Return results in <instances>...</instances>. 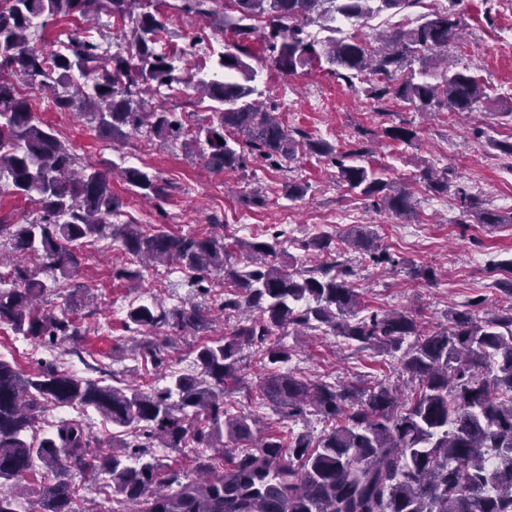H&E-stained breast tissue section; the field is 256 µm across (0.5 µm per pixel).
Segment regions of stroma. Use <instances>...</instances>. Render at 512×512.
I'll use <instances>...</instances> for the list:
<instances>
[{
  "label": "stroma",
  "mask_w": 512,
  "mask_h": 512,
  "mask_svg": "<svg viewBox=\"0 0 512 512\" xmlns=\"http://www.w3.org/2000/svg\"><path fill=\"white\" fill-rule=\"evenodd\" d=\"M158 9L167 19L162 38L172 50H180L190 37L208 27L203 18L175 9L174 0H160ZM456 10L462 29L448 55L491 88L490 101L470 112H418L392 96L369 98L364 91L349 89L324 63L288 76L275 67L261 34H254L248 42L260 99L277 105L278 117L294 138L321 139L340 151L369 150L371 165L379 174L411 187L416 205L407 218L368 208L338 181L335 168L315 155L297 154L279 169L253 160L241 170L214 171L180 145L157 137L132 134L115 142L99 136L86 115L56 110L51 89L30 88L26 94L44 120L62 139L73 142L87 163L107 170L115 164L125 165L131 156L135 167L168 183V201L159 211L153 203L137 198L125 183L113 181L112 191L122 203L118 223L162 226L177 234L191 229L202 232L220 224L237 261L244 259L243 244L254 235L284 230L291 243L283 247L282 257L297 270L316 266V255L304 250L303 244L317 234L341 237L363 232L373 236L391 260L376 265L350 253L352 281L362 295V314L408 309L438 329L447 326L451 311L463 309L476 297L484 300L478 316L497 311L501 293L496 283L506 276L501 265L512 260V157L494 147L495 142L512 138V49L500 47L503 38L512 37V0H462ZM112 24V17L105 13L90 24L78 17L62 18L47 25L41 38L50 42L63 32L108 38ZM284 83L292 93L289 106L282 108L277 93ZM315 92L321 94L322 106H314L311 95ZM403 122L417 131L411 145L376 140L381 128ZM430 167L447 169L450 192L427 190L422 173ZM291 182L308 185L302 199L285 196L284 186ZM459 187L477 195L485 208L508 216V223L480 224L473 219L459 223L460 202L455 194ZM255 190L264 195L265 205L245 206L244 197ZM245 222L250 223V230H242ZM407 224L419 226L417 237L401 234ZM124 261V254L108 239L86 250L78 280L93 299L90 308L81 312L88 333L82 356L67 357V366L86 377L89 364L99 362L111 366L126 381L161 388L165 385L161 373L149 372L137 360L133 350L137 336L124 325L127 304L138 295L126 281L113 277L114 268ZM414 265L432 268L434 280H408L406 273ZM285 342L296 349L287 368L301 375L327 381H400V353L359 351L342 337L319 332L301 344L292 335ZM245 373L246 387L231 398L233 408L259 412L264 423L282 432L306 428L317 435L323 432L325 425L319 418L306 424L282 420L264 404L257 390L265 373L259 354H250Z\"/></svg>",
  "instance_id": "1"
}]
</instances>
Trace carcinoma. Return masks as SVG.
Masks as SVG:
<instances>
[{
  "label": "carcinoma",
  "instance_id": "carcinoma-1",
  "mask_svg": "<svg viewBox=\"0 0 512 512\" xmlns=\"http://www.w3.org/2000/svg\"><path fill=\"white\" fill-rule=\"evenodd\" d=\"M418 0H183L182 10L213 19V32L231 30L238 41L212 68L188 73L180 57L157 49L166 30L154 0H0V176L13 194L40 215L27 224L0 218V324L36 344L79 355L86 330L66 313L42 306L50 295L74 306L80 287L66 291L82 263L83 243L110 238L128 255L115 277L138 282L144 264L177 265L189 274L199 303L166 307L131 302L125 326L146 336L137 345L144 364L158 368L174 348L172 336L204 329L215 313L233 316L224 337L196 348V370L164 374L168 384L146 390L117 377L92 380L49 362L34 372L0 356V512H81L74 477L89 483L105 476L112 512H512V278L501 282L506 305L478 319L470 310L450 313L449 326L427 332L419 315L401 310L353 319L361 296L349 281L353 269L336 253L335 238L320 234L302 244L331 259L303 271L278 261V237L243 245L245 262L231 263L224 235L171 234L140 224H117L121 203L109 173L82 162L72 146L45 125L16 82L60 87V110L92 116L95 128L116 140L142 130L207 156L214 170L245 166L246 157L272 163L292 159L297 141L274 110L254 99L255 70L246 40L264 22L272 61L295 75L321 60L351 89L374 99L393 95L418 111L446 107L470 111L488 98L487 87L468 69L448 67L443 53L459 35L455 11L427 14L410 28H396L375 42L337 38L336 20L364 21L397 14ZM105 11L126 22L131 51L105 57L94 41L71 39V48L47 61L32 42L34 22ZM318 23L323 40L305 36ZM419 65L414 69L413 65ZM82 81L73 82L72 72ZM180 85L210 100L207 122L185 133L176 113L146 100L152 87ZM383 135L410 144L416 131L390 126ZM223 143H218V140ZM306 150L327 157L339 182L377 209L408 216L414 200L406 187L378 177L366 166L367 150L336 151L308 139ZM134 194L158 203L167 188L136 167L120 170ZM428 189L448 191V170L427 169ZM462 219L509 224L511 217L481 206L457 189ZM350 247L373 253L364 233L348 234ZM47 272L50 279L39 275ZM231 285L212 304L204 298L214 279ZM330 331L356 349L403 351L409 399L397 386L327 382L282 372L293 348L273 336ZM262 355L267 373L259 390L280 419L322 417L334 426L320 437L304 430L288 438L255 434L260 416L232 412L226 397L244 382L245 350ZM78 405L112 424V448H92L87 424L61 418L48 433L37 421L45 407ZM158 448L185 458L160 461Z\"/></svg>",
  "mask_w": 512,
  "mask_h": 512
}]
</instances>
